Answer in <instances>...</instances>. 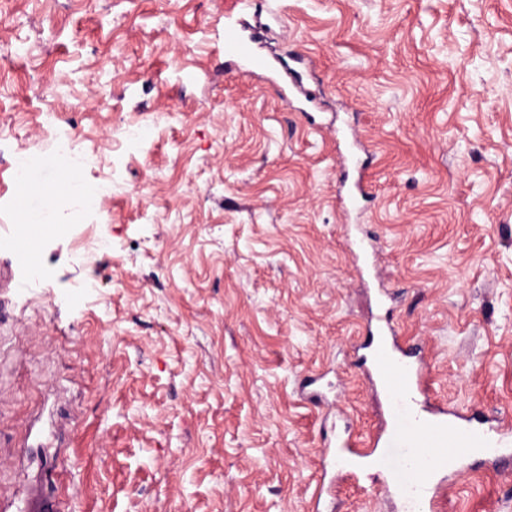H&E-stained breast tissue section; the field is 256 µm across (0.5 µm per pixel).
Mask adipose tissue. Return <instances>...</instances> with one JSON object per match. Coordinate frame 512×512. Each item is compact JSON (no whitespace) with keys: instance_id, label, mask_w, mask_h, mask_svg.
Masks as SVG:
<instances>
[{"instance_id":"obj_1","label":"adipose tissue","mask_w":512,"mask_h":512,"mask_svg":"<svg viewBox=\"0 0 512 512\" xmlns=\"http://www.w3.org/2000/svg\"><path fill=\"white\" fill-rule=\"evenodd\" d=\"M48 186L80 197L91 207L98 205L100 200L99 188L86 182L80 176L77 166L71 165L53 173L33 168L27 171L20 182L24 223L41 227L49 224L50 217L45 212L44 200V189Z\"/></svg>"}]
</instances>
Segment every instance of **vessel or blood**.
Segmentation results:
<instances>
[{
    "instance_id": "vessel-or-blood-1",
    "label": "vessel or blood",
    "mask_w": 512,
    "mask_h": 512,
    "mask_svg": "<svg viewBox=\"0 0 512 512\" xmlns=\"http://www.w3.org/2000/svg\"><path fill=\"white\" fill-rule=\"evenodd\" d=\"M224 56L238 72L251 75L267 63L255 56L233 19L224 22ZM379 341L373 357L376 382L386 395L384 428L364 448H348L339 472L356 476L354 461L373 462L387 492L397 495L401 512H434L440 491L461 473L467 458L500 459L512 454V421L474 420L454 409H431L428 363L402 348L387 322L374 327ZM27 512H61L58 497L40 485L27 488Z\"/></svg>"
}]
</instances>
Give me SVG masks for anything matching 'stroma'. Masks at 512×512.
<instances>
[{"label": "stroma", "mask_w": 512, "mask_h": 512, "mask_svg": "<svg viewBox=\"0 0 512 512\" xmlns=\"http://www.w3.org/2000/svg\"><path fill=\"white\" fill-rule=\"evenodd\" d=\"M260 3L309 114L227 69L233 0H0V488L311 512L322 451L382 419L357 353L379 316L437 402L512 417V0ZM49 108L108 191L31 241L11 162L65 167ZM338 127L372 192L347 212ZM395 508L346 482L329 510ZM440 512H512V473L474 467Z\"/></svg>", "instance_id": "stroma-1"}]
</instances>
